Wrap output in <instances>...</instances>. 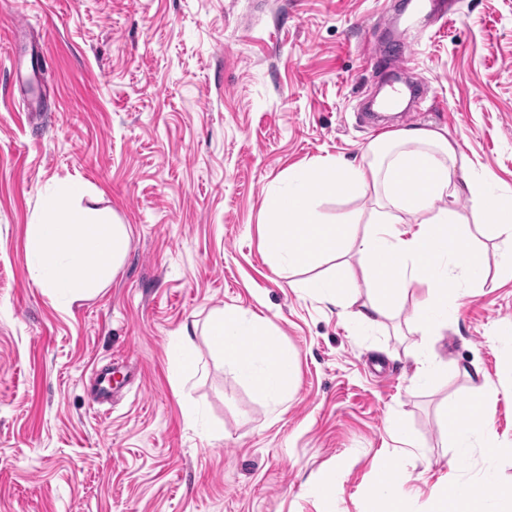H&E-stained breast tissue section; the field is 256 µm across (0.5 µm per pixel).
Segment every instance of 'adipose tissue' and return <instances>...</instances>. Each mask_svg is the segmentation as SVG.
Segmentation results:
<instances>
[{"label":"adipose tissue","mask_w":512,"mask_h":512,"mask_svg":"<svg viewBox=\"0 0 512 512\" xmlns=\"http://www.w3.org/2000/svg\"><path fill=\"white\" fill-rule=\"evenodd\" d=\"M285 196L270 209L266 250L277 273L292 274L332 258L358 257L340 275L305 281V290L329 304L352 305L356 277L369 290L353 315L356 324L377 328L411 304V329L418 349L441 335L448 316L458 308L457 293L448 286L455 269L469 278L482 274L485 256L472 241L471 227L484 229L503 245L500 267L512 275V196L494 191L447 132L426 126L404 128L372 140L359 164L322 160L294 171ZM335 196H373L368 218L354 215L325 221L315 208L321 191ZM470 201L469 215L452 207L459 194ZM79 185L47 198L31 219L26 252L33 282L64 302L99 294L120 268L129 249L127 225L104 221L82 204ZM412 216L413 232L400 231ZM225 363L248 376L274 404H281L294 384L293 357L270 335L264 322L244 324L237 311L214 314L206 326ZM256 346L244 351L241 336ZM441 435L454 450L446 487L435 494L434 512H512V490L487 495L462 482L456 472L474 446L500 450L491 415L478 422L461 419L456 408L441 417ZM395 460H385L373 486L388 512H410L411 491Z\"/></svg>","instance_id":"1"}]
</instances>
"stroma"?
<instances>
[{
  "instance_id": "1",
  "label": "stroma",
  "mask_w": 512,
  "mask_h": 512,
  "mask_svg": "<svg viewBox=\"0 0 512 512\" xmlns=\"http://www.w3.org/2000/svg\"><path fill=\"white\" fill-rule=\"evenodd\" d=\"M383 0H0V512H384L372 489L396 459L411 512L448 481L446 407L487 403L512 442V277L499 242L481 284L455 277L456 317L418 354L402 309L363 329L279 277L265 249L288 174L358 161L399 128L447 131L512 194V0H460L461 20L416 48L414 111L367 124L389 45ZM77 183L130 230L98 295L63 304L30 276L27 226ZM265 320L294 355L283 406L224 363L211 314ZM194 371L169 344L189 324ZM450 371L416 378L419 358ZM114 371L96 404L94 375ZM478 369L494 386L477 392ZM415 441L402 449L390 426ZM512 486V455L476 449L461 478ZM336 476L334 501L316 493Z\"/></svg>"
}]
</instances>
